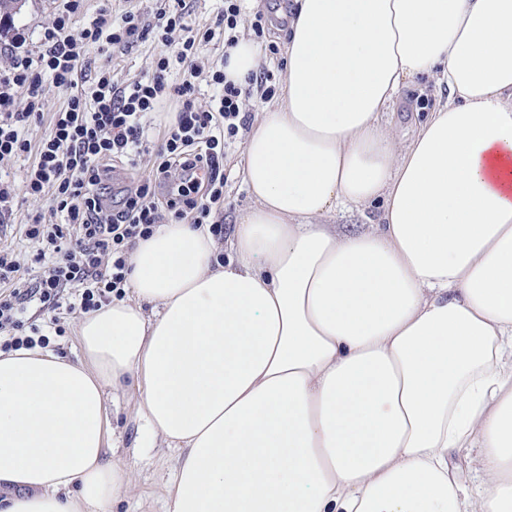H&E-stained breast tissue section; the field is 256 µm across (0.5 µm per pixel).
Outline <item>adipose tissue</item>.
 <instances>
[{
    "label": "adipose tissue",
    "instance_id": "1",
    "mask_svg": "<svg viewBox=\"0 0 512 512\" xmlns=\"http://www.w3.org/2000/svg\"><path fill=\"white\" fill-rule=\"evenodd\" d=\"M423 78L443 97L398 147L382 117ZM241 173L227 262L160 225L78 360L0 352V512L130 492L106 411L129 376L176 452L168 512H512V0H294ZM379 207H369L363 214L353 211L345 213H336V216L329 219L330 224H344L347 230H358L368 228L371 223H377L379 218Z\"/></svg>",
    "mask_w": 512,
    "mask_h": 512
}]
</instances>
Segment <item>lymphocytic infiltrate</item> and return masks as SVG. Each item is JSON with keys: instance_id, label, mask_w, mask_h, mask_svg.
Here are the masks:
<instances>
[{"instance_id": "1", "label": "lymphocytic infiltrate", "mask_w": 512, "mask_h": 512, "mask_svg": "<svg viewBox=\"0 0 512 512\" xmlns=\"http://www.w3.org/2000/svg\"><path fill=\"white\" fill-rule=\"evenodd\" d=\"M159 2L150 21L130 11L114 22L103 8L79 26L82 0H55L54 21L35 49L0 68V162L32 159L22 187L0 174V224L13 223L22 196L50 199L53 211L24 216L22 235L35 247L31 261L42 267L34 280L23 278L12 246L0 245L1 352L49 346V336L24 321L31 303L86 314L124 298L133 248L166 214L209 225L216 236L224 231V162L247 128V103L269 99L276 76L262 68L238 85L225 79L223 67H212L208 83L216 93L202 108L195 104L199 54L219 35L234 47L244 26L263 36L266 19L260 12L245 15L242 0H224L223 10L200 26L192 23L187 0ZM139 38L158 48L145 74L125 79L108 64L79 86L88 46L119 54ZM48 82L67 98L35 142L30 127L42 116ZM165 102L174 104L175 120L159 128L155 114ZM121 161L151 164L152 179L113 183L112 165ZM200 168L205 176H197Z\"/></svg>"}]
</instances>
